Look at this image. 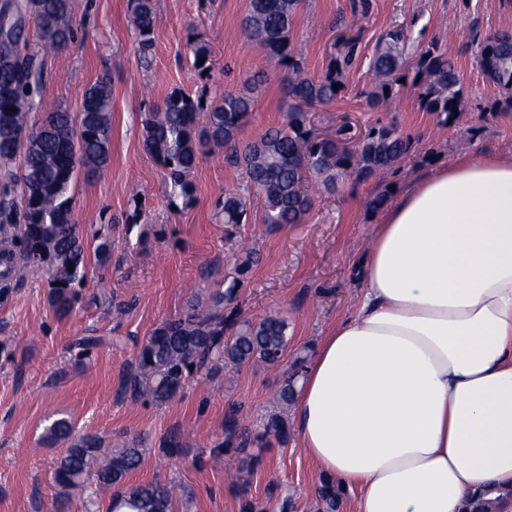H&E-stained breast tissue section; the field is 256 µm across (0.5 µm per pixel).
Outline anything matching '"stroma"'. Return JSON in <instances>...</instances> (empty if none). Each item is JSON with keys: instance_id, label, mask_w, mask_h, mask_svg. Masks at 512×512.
<instances>
[{"instance_id": "obj_1", "label": "stroma", "mask_w": 512, "mask_h": 512, "mask_svg": "<svg viewBox=\"0 0 512 512\" xmlns=\"http://www.w3.org/2000/svg\"><path fill=\"white\" fill-rule=\"evenodd\" d=\"M130 0H87L77 20L76 42L63 52L43 51L34 19H26V50L38 54L48 76L47 106L76 111L87 85L112 83V143L108 166L74 191L85 236L112 239L106 266L91 267L82 301L65 318L48 301L42 271L0 290V512H106L107 497L93 485L66 495L53 481L61 447L41 439L46 419L68 413L80 430L101 436L109 447L138 442L142 463L130 483L173 482L191 495L188 512H243L253 501L262 512H319L320 474L299 446L296 432L260 452L245 481L232 475L236 457L214 453L227 440V425L260 432L280 411L278 390L288 360L313 351L320 336L358 304L357 264L369 245L380 191L399 189L438 161L463 152L512 153V107L481 73L475 37L512 29V0H303L292 46L311 76L325 73L346 40L359 55L336 100L309 108L311 127H346L358 139L373 126L392 125L410 150L382 178L345 179L333 192H318L304 223L269 228L260 199L249 192L240 168L213 151L189 178L194 206L169 200L166 172L147 152L143 120L172 91L215 98L240 89L248 77L261 81L256 106L239 138L248 143L285 125L287 69L275 66L240 29L249 0H157V35L143 59L131 23ZM402 24L438 41L454 58L464 88L457 121L438 125L423 111L411 82L401 85L386 110L368 108V61L380 36ZM207 42L215 67L202 77L192 66L190 43ZM244 195L247 223H218L214 204L227 190ZM256 261L242 276V317L260 320L280 313L288 320V360L268 368L226 365L209 380L190 379L163 406L142 404L121 392L122 377L140 345L162 322L183 316L193 293H206L214 279L231 272L245 252ZM85 335L114 338L112 346L81 356L74 343ZM179 454L168 455L171 434Z\"/></svg>"}]
</instances>
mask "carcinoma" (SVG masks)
Wrapping results in <instances>:
<instances>
[{
	"label": "carcinoma",
	"instance_id": "carcinoma-1",
	"mask_svg": "<svg viewBox=\"0 0 512 512\" xmlns=\"http://www.w3.org/2000/svg\"><path fill=\"white\" fill-rule=\"evenodd\" d=\"M301 0H250L242 27L249 39L290 76L285 95L290 103L287 124L268 129L259 140L228 156L244 171L250 189L263 201L262 223L269 226L302 224L310 213L312 186L336 190L339 180H366L395 167L409 150V141L391 126H373L348 148L337 136H322L309 127L307 108L336 99L333 86L341 85L343 71L354 62L357 46L331 60L321 77H310L292 54L291 21ZM81 0H24L13 8L0 7V29H12L0 41V281L20 279L31 267L45 273L50 285L49 302L61 317L81 302L74 284L86 280L87 246L74 207L72 189L78 176H90L111 158L112 84L100 79L84 92L78 112L52 110L43 113L34 128L30 115L35 99H44L46 85L42 65L21 53L24 27L8 17L28 12L35 18L42 45L50 50L67 48L75 40L74 19ZM131 17L143 55L155 44V0H131ZM192 64L199 72H212L210 46L191 42ZM476 62L483 75L506 94L512 107V31L503 30L476 43ZM414 72L422 109L446 126L460 112L464 89L454 60L436 41L411 39L404 26L387 30L379 38L369 60L372 85L361 91L370 108L387 105L397 95L401 79ZM256 80L244 89L226 91L216 100L176 90L145 121L146 147L166 170L169 197L191 207L196 191L188 175L209 152L236 147L241 127L253 112ZM222 224L246 223L243 197L228 192L215 205ZM94 257L105 263L112 239L94 235ZM252 263L247 254L235 275H227L205 298L193 297L187 312L155 328L140 346L122 381V393L134 401L161 405L176 397L194 375L211 377L225 363H259L277 367L288 345V322L269 314L257 323L238 319L242 287L238 277ZM73 270H68V266ZM307 359L296 358L291 374L279 389L281 407L296 398V385ZM288 436L281 414L271 416L262 433L238 436L237 446L219 444V454L234 453L248 464L261 447ZM43 441L64 446L55 461L54 481L62 488L77 487L88 475L95 491L109 499L107 512H174L178 500L171 483L159 481L129 485L128 476L141 464L143 449L136 444L101 454L103 442L95 434L79 433L70 417L49 421ZM344 491L328 476L320 480L318 498L322 512H339ZM466 512H496V500L482 492L466 504Z\"/></svg>",
	"mask_w": 512,
	"mask_h": 512
}]
</instances>
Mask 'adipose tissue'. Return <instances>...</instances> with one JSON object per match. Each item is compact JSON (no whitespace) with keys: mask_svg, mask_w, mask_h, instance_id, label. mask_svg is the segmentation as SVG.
I'll use <instances>...</instances> for the list:
<instances>
[{"mask_svg":"<svg viewBox=\"0 0 512 512\" xmlns=\"http://www.w3.org/2000/svg\"><path fill=\"white\" fill-rule=\"evenodd\" d=\"M359 276L297 391L312 465L357 512H463L512 488V156H457L394 192Z\"/></svg>","mask_w":512,"mask_h":512,"instance_id":"adipose-tissue-1","label":"adipose tissue"}]
</instances>
